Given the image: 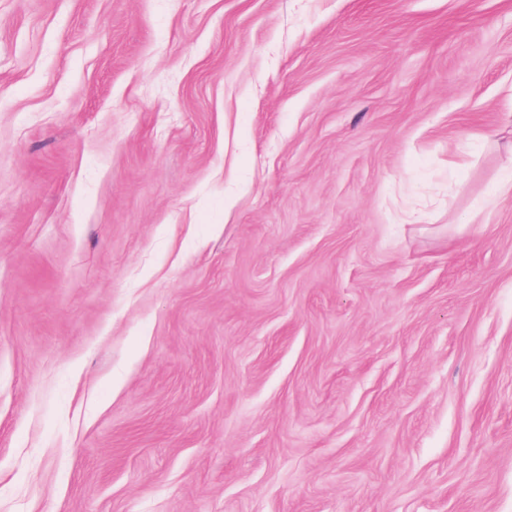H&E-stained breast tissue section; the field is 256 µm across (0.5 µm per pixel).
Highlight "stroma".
I'll return each instance as SVG.
<instances>
[{
	"label": "stroma",
	"instance_id": "1",
	"mask_svg": "<svg viewBox=\"0 0 512 512\" xmlns=\"http://www.w3.org/2000/svg\"><path fill=\"white\" fill-rule=\"evenodd\" d=\"M512 0H0V512H512Z\"/></svg>",
	"mask_w": 512,
	"mask_h": 512
}]
</instances>
